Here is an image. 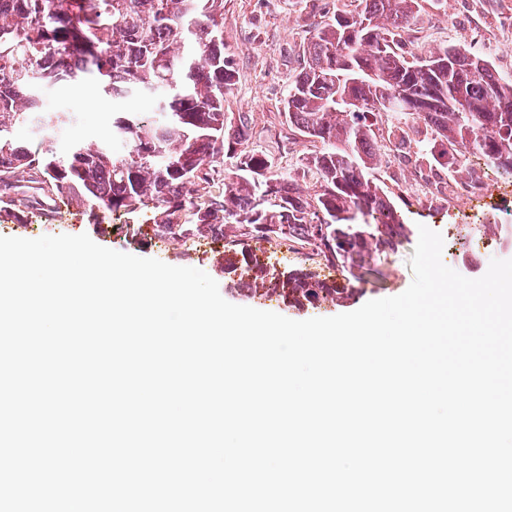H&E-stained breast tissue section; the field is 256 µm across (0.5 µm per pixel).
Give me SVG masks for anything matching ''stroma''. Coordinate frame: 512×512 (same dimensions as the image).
I'll use <instances>...</instances> for the list:
<instances>
[{
  "instance_id": "35a3bbf8",
  "label": "stroma",
  "mask_w": 512,
  "mask_h": 512,
  "mask_svg": "<svg viewBox=\"0 0 512 512\" xmlns=\"http://www.w3.org/2000/svg\"><path fill=\"white\" fill-rule=\"evenodd\" d=\"M349 4L350 0H224V44L236 69L235 84L224 97V111L231 118L249 113L253 144L273 157V174L292 175L310 191L315 179L303 173L301 162L321 145L301 132L289 131L285 100L299 70L298 52L306 32L324 22L326 12ZM461 43L476 44L500 74L512 77V0H424L418 21L399 36L400 47L410 59ZM76 95L64 83L45 88L42 94L46 111L78 114L75 122L57 131L53 146L59 152L76 140L101 139L112 121L111 102L91 95L80 102ZM471 163L485 172L488 186L480 196H461L459 205L468 214L467 223H458L447 201L413 193L407 195L408 203L400 211L410 227L422 224L442 234L444 263L464 277L477 279L487 272L491 259H512V178L485 159L475 157ZM9 195L24 205L16 218L0 221V236L34 239L84 233L115 251L200 269L217 282L226 301L293 320L352 312L368 301L401 294L413 280L409 259L418 242L414 235L396 251L376 256L363 290L344 306L324 303L298 310L286 306L275 293L251 297L248 289L235 285L233 275L212 266L211 256L224 249L222 238L170 243L155 237L149 210L137 218L139 235L128 238L114 232L111 223H93L74 201L39 190L24 177L14 182Z\"/></svg>"
}]
</instances>
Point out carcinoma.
Instances as JSON below:
<instances>
[{"label": "carcinoma", "mask_w": 512, "mask_h": 512, "mask_svg": "<svg viewBox=\"0 0 512 512\" xmlns=\"http://www.w3.org/2000/svg\"><path fill=\"white\" fill-rule=\"evenodd\" d=\"M417 15V0H357L303 42L285 118L322 144L306 159L310 197L291 176H266L246 113L225 120L235 72L224 0H0V188L33 173L97 219L124 218L128 233L151 208L160 238L222 237L220 264L244 288L280 290L298 308L345 299L361 288L355 269L408 232L374 170L394 158L415 176L425 161L461 176L473 153L512 174V79L472 45L409 60L398 29ZM89 76L99 99L154 98L156 111L114 112L107 137L59 153L51 136L77 113L42 111L39 90ZM22 127L36 143L18 141ZM438 141L453 153H435ZM221 154L235 159L225 175ZM221 175L222 190L205 193ZM251 239L297 244L348 276L338 285L299 268L283 279L251 259Z\"/></svg>", "instance_id": "cac0c4a2"}]
</instances>
